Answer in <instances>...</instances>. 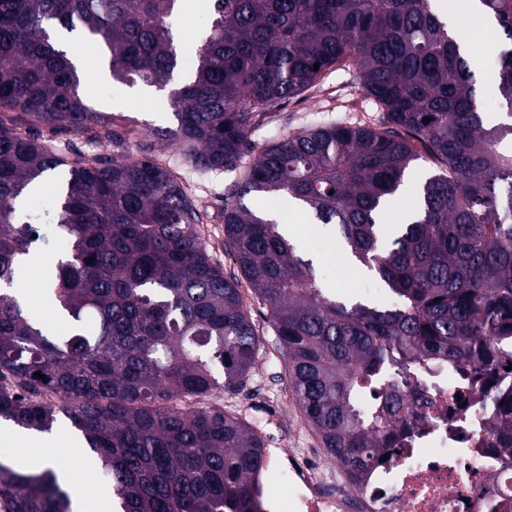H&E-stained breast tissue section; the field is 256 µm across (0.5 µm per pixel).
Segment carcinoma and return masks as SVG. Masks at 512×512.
Wrapping results in <instances>:
<instances>
[{"instance_id":"carcinoma-1","label":"carcinoma","mask_w":512,"mask_h":512,"mask_svg":"<svg viewBox=\"0 0 512 512\" xmlns=\"http://www.w3.org/2000/svg\"><path fill=\"white\" fill-rule=\"evenodd\" d=\"M179 2L0 0V285L14 284L37 241L18 205L49 173L67 242L44 278L57 333L0 293V417L37 430L66 417L121 512H264L262 437L202 404L251 379L260 338L241 282L268 304L296 401L355 483L394 431L419 434L409 407L387 401L412 374L446 367L470 389L512 363V0H479L496 28L509 122H485L473 53L432 0H212L193 67L168 99L176 127L151 130L142 158L69 159L41 128L117 148L136 133L84 101L52 36L78 31L102 47L113 79L162 89L181 69ZM346 64L386 121L262 147L224 206V248L240 271L225 275L200 211L153 151L170 142L201 175L232 170L263 116ZM8 112L31 131L18 134ZM420 147L438 173L405 222L387 224ZM284 195L334 226L348 268L377 280L390 304L326 295L312 260L245 203ZM481 404L492 429L512 435V390L489 387ZM0 512H71L69 495L50 471L0 463Z\"/></svg>"}]
</instances>
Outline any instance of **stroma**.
I'll use <instances>...</instances> for the list:
<instances>
[{"instance_id":"1","label":"stroma","mask_w":512,"mask_h":512,"mask_svg":"<svg viewBox=\"0 0 512 512\" xmlns=\"http://www.w3.org/2000/svg\"><path fill=\"white\" fill-rule=\"evenodd\" d=\"M497 53L498 45L493 41L475 52L481 109L490 121L502 117L498 102ZM80 74L83 98L89 104L115 114L117 126L133 128L144 135L156 127L175 126L166 93L156 92L151 98H142L139 87L113 80L107 66L99 61L91 67L83 66ZM382 117V111L365 94L356 71L339 69L325 78L320 89L284 101L276 112L262 119L251 139L261 147L282 136L321 125L376 127ZM162 153L168 157L171 171L184 185L190 201L201 208V231L212 260L223 269L233 268V259L224 248V201L232 185L240 180L241 170L203 176L183 158L179 146H167ZM38 231L39 239L32 247L31 260L20 269L16 285L26 293L28 308L38 313L46 330L52 332L57 323L52 310L42 306L45 293L33 272L51 268L61 256L64 244L56 225L50 224L49 220H42ZM329 237L328 229L317 224L312 234L299 238L298 243L325 277L332 294L357 296V289L349 286L347 278L336 277L331 271L332 260L326 251ZM242 296L256 325L261 347L245 392L221 396V406L255 429L265 447L284 450L307 445L319 447L320 442L289 386L287 360L269 320L268 305L251 288H243Z\"/></svg>"}]
</instances>
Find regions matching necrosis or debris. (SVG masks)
Listing matches in <instances>:
<instances>
[{
  "label": "necrosis or debris",
  "mask_w": 512,
  "mask_h": 512,
  "mask_svg": "<svg viewBox=\"0 0 512 512\" xmlns=\"http://www.w3.org/2000/svg\"><path fill=\"white\" fill-rule=\"evenodd\" d=\"M401 393L415 403L420 435L399 437L358 485L320 449H293L288 496L269 494L270 512H512V440L482 424L478 392L460 393L443 374Z\"/></svg>",
  "instance_id": "1"
}]
</instances>
